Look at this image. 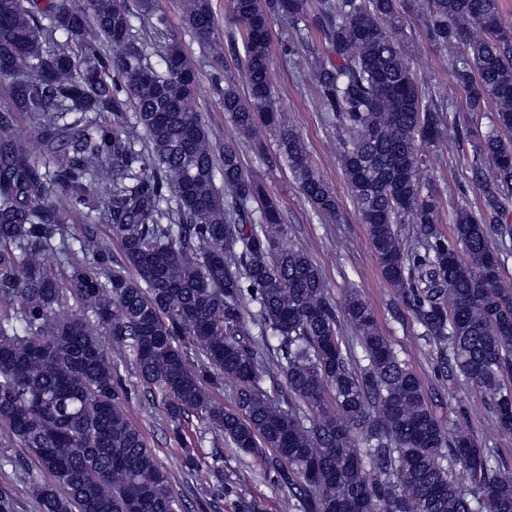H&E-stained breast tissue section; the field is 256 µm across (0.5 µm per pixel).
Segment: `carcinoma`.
<instances>
[{"mask_svg": "<svg viewBox=\"0 0 512 512\" xmlns=\"http://www.w3.org/2000/svg\"><path fill=\"white\" fill-rule=\"evenodd\" d=\"M231 3L239 29L226 40L212 0H183L184 28L214 61L243 46L246 93L215 77L224 113L247 137L272 134L307 201L336 213L269 81L272 24L288 18L286 56L310 68L336 127L384 280L448 385L479 389L495 430L512 433V284L502 276L512 25L502 0H427L426 36L471 111L494 109L471 162L481 205L452 207L447 233L419 172L457 118L413 70L403 0ZM138 7L164 36L162 72L127 0H0V428L52 477L36 486L41 512H180L126 410L116 380L126 357L191 471L184 425L195 419L263 460L295 512H512V467L486 441L451 433L373 307L355 290L335 302L307 252L285 246L279 201L235 145L213 144L182 41L153 0ZM23 118L36 152L17 135ZM226 383L231 406L215 397Z\"/></svg>", "mask_w": 512, "mask_h": 512, "instance_id": "1", "label": "carcinoma"}]
</instances>
